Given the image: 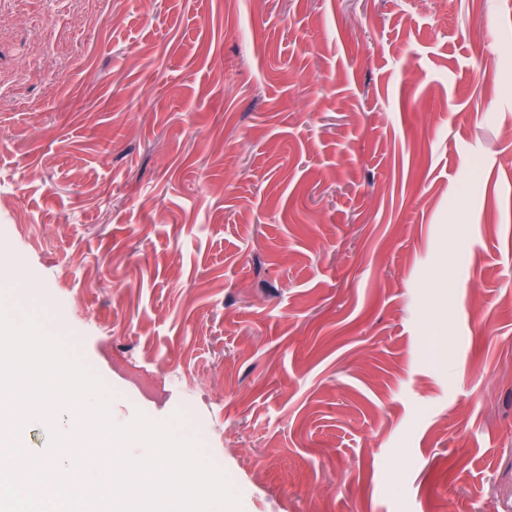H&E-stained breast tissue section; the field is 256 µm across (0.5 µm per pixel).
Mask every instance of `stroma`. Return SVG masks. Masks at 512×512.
Listing matches in <instances>:
<instances>
[{
	"label": "stroma",
	"mask_w": 512,
	"mask_h": 512,
	"mask_svg": "<svg viewBox=\"0 0 512 512\" xmlns=\"http://www.w3.org/2000/svg\"><path fill=\"white\" fill-rule=\"evenodd\" d=\"M1 14L0 289L117 424L243 512H512V0Z\"/></svg>",
	"instance_id": "35a3bbf8"
}]
</instances>
